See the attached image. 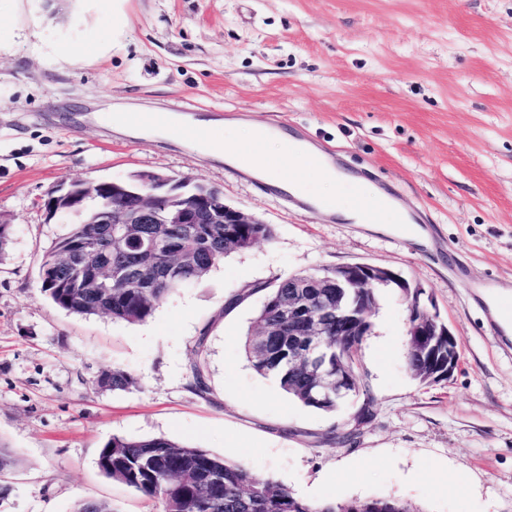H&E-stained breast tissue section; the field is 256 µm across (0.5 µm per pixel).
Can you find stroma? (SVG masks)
Returning a JSON list of instances; mask_svg holds the SVG:
<instances>
[{
  "instance_id": "stroma-1",
  "label": "stroma",
  "mask_w": 512,
  "mask_h": 512,
  "mask_svg": "<svg viewBox=\"0 0 512 512\" xmlns=\"http://www.w3.org/2000/svg\"><path fill=\"white\" fill-rule=\"evenodd\" d=\"M0 0V443L17 462L0 512L160 505L104 476L112 436L163 437L248 466L303 500L395 496L417 512H512V338L485 283L512 296V0ZM97 47L86 52L88 31ZM176 109L222 125L280 123L412 214L402 227L327 218L185 141L94 120L104 106ZM142 172L221 188L273 225L176 289L146 322L82 316L42 292L43 253L74 219L38 201L60 180ZM366 262L419 284L461 342L446 380L406 363L408 311L377 291L358 351L373 415L301 405L250 366L243 339L264 301L247 286ZM202 353H195L197 339ZM209 394L189 387L193 363ZM137 380L95 389L104 371Z\"/></svg>"
}]
</instances>
